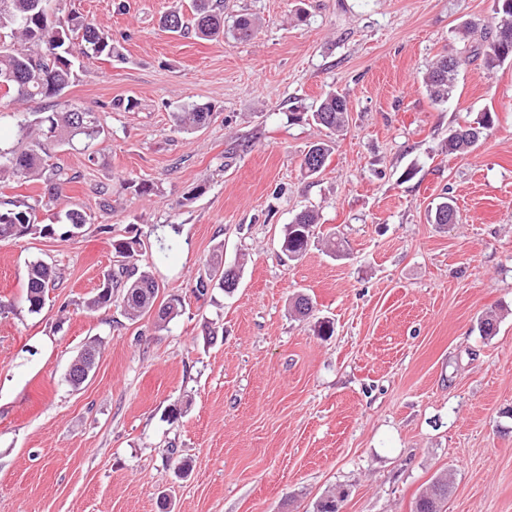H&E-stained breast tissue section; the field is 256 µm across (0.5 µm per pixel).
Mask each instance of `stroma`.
Segmentation results:
<instances>
[{
    "label": "stroma",
    "instance_id": "1",
    "mask_svg": "<svg viewBox=\"0 0 512 512\" xmlns=\"http://www.w3.org/2000/svg\"><path fill=\"white\" fill-rule=\"evenodd\" d=\"M64 4L123 55L75 59L62 100L106 137L54 149L71 178L38 212L54 235L0 240V512H313L335 488L340 512H412L442 473L446 512H512V59H473L446 102L422 83L494 0H224L225 26L247 13L258 27L217 42L160 28L192 0ZM330 90L340 132L307 119ZM194 103L209 124L178 132L173 112ZM47 106L0 98V146L24 148L20 121ZM485 111L498 120L475 150L449 153V130ZM317 141L332 152L309 176ZM446 196L457 221L434 223ZM69 209L91 218L73 237ZM305 209L311 246L285 260ZM117 238L136 240L159 301L183 298L166 327L86 311ZM218 249L237 288L194 293ZM37 259L60 277L32 313ZM91 337L102 353L76 389L68 368ZM330 154L331 147L326 142L313 143L304 155L302 168L309 176L315 175L324 168ZM317 221L318 215L315 211L305 210L297 214L290 224H286L281 251L288 259L299 257L306 251L312 227Z\"/></svg>",
    "mask_w": 512,
    "mask_h": 512
}]
</instances>
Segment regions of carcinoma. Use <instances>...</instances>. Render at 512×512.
Returning a JSON list of instances; mask_svg holds the SVG:
<instances>
[{
  "label": "carcinoma",
  "instance_id": "cac0c4a2",
  "mask_svg": "<svg viewBox=\"0 0 512 512\" xmlns=\"http://www.w3.org/2000/svg\"><path fill=\"white\" fill-rule=\"evenodd\" d=\"M62 0H0V88L13 94L15 102H32L60 97L74 78L75 53L86 57L107 58L121 55L112 35L87 20L84 16L63 13ZM194 25H185L178 11H171L161 18L162 27L174 34L189 31L204 41H215L224 37L223 0H193ZM512 22V0H497L495 25L489 30L477 32L466 26L459 31L464 42L477 35L485 46L484 64L496 67L505 61L500 55L498 32L501 23ZM233 29L242 37H249L256 29V20L248 15H239ZM471 61V55H459L453 65H448V56H439L423 77V83L435 102L448 101L455 90L457 76ZM211 108L206 104H192L174 113L175 127L189 132L207 124ZM312 120L327 129L339 131L348 120L344 96L327 93L311 112ZM495 122V114L482 113L478 121L479 132L471 135L472 127L458 126L449 130L448 153L464 155L471 152ZM19 132L27 140V148L21 151L0 148V178L12 177L18 181L43 180L48 183V196L34 203L25 200H0V240L20 237L32 231L51 235L50 224L38 223L37 212L41 208L56 205L61 198L67 180L62 178L60 167H47L52 147L68 144L75 139L92 143L103 133L95 113L70 104L56 103L55 107L39 113L31 120L19 123ZM331 147L325 142L309 146L304 155L302 168L312 176L325 166ZM318 221L313 210L296 215L285 226L281 243L282 253L290 259L302 255L312 235V227ZM456 210L452 199L441 202L434 214V223L453 224ZM135 240L112 241L113 259L116 269L108 273L102 287L90 296L86 308L90 311L112 306V295H117L124 314L130 319L144 317L158 310L156 323L163 327L172 321L183 308V300L172 295L167 301L155 306L160 286L152 272L138 268L132 263L135 255ZM211 271L220 274L219 285L227 292L237 287V279L224 274L223 254L216 252L210 260ZM58 279L56 267L43 260L32 261L27 266L24 300L32 313L39 312L49 292ZM100 356L97 340L86 343L74 357L70 371L88 376L94 370ZM452 489L448 477L441 475L433 479L425 491L416 499L413 512H442L443 504Z\"/></svg>",
  "mask_w": 512,
  "mask_h": 512
}]
</instances>
